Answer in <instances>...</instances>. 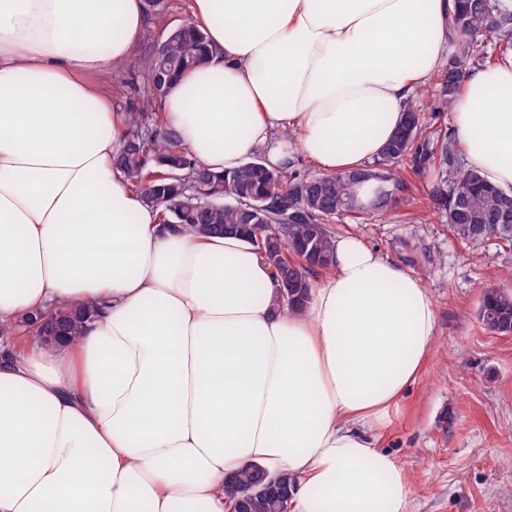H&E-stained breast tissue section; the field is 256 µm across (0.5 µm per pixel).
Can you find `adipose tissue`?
Listing matches in <instances>:
<instances>
[{"label": "adipose tissue", "instance_id": "1", "mask_svg": "<svg viewBox=\"0 0 512 512\" xmlns=\"http://www.w3.org/2000/svg\"><path fill=\"white\" fill-rule=\"evenodd\" d=\"M453 0H190L209 53L164 123L210 171L252 154L328 173L378 159L448 52ZM147 0H0V326L98 317L0 349V512H227L228 478L285 474L288 512H411L378 431L437 335L421 277L353 236L302 310L245 239L166 229L113 166L110 85ZM468 166L512 188V60L452 109ZM93 315V311L89 309L60 307L54 313L27 318L20 326L37 325V336H43L46 341H53L59 340L60 336H79L85 323L92 320Z\"/></svg>", "mask_w": 512, "mask_h": 512}]
</instances>
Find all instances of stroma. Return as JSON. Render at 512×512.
Returning <instances> with one entry per match:
<instances>
[{"mask_svg":"<svg viewBox=\"0 0 512 512\" xmlns=\"http://www.w3.org/2000/svg\"><path fill=\"white\" fill-rule=\"evenodd\" d=\"M189 18V0H163L134 62L112 74L123 111L141 105L139 62ZM413 167L405 162L409 189L385 214L333 225L423 278L437 309L431 356L391 409L380 446L408 471L412 512H512V336L478 319L483 289L512 290V247L490 242L474 251L456 240L429 199L432 171Z\"/></svg>","mask_w":512,"mask_h":512,"instance_id":"35a3bbf8","label":"stroma"}]
</instances>
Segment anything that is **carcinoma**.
<instances>
[{
  "label": "carcinoma",
  "mask_w": 512,
  "mask_h": 512,
  "mask_svg": "<svg viewBox=\"0 0 512 512\" xmlns=\"http://www.w3.org/2000/svg\"><path fill=\"white\" fill-rule=\"evenodd\" d=\"M456 51L434 83V96L453 106L467 73L490 68L512 57V6L505 0H457L448 17ZM165 37L161 47L141 65L146 97L138 112L126 113V133L114 158L115 169L131 190L154 199L160 224L178 227L198 236L235 233L257 246L273 269L282 300L301 309L313 288L312 276L330 268L335 232L332 221L347 217L359 221L383 214L408 188L401 164L414 157L435 173L429 196L447 218L453 235L470 244L504 241L512 245V224L496 217L504 205L512 208V191L488 183L466 166L451 129L438 133L435 142L426 135V124L417 100H409L398 133L368 168L350 174L299 175L262 169L264 160L251 157L238 168L222 174L210 172L182 151L155 112L164 95L154 89L158 68L179 69L185 58L206 50L203 28L193 21ZM369 187L366 203L360 190ZM93 311L60 307L47 315L30 317L23 325L38 327L47 341L81 334ZM478 319L493 334L512 335V291L486 288ZM270 475L257 464H248L226 485L228 499L242 489L261 487ZM276 486L250 497L242 512H287L294 480L283 474Z\"/></svg>",
  "instance_id": "1"
}]
</instances>
